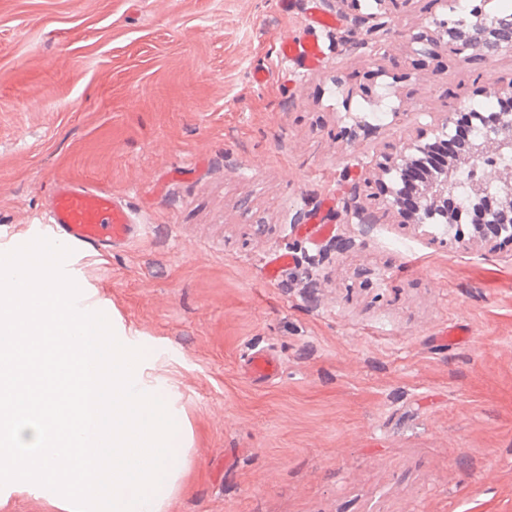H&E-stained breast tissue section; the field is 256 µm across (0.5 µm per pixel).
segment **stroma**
Listing matches in <instances>:
<instances>
[{
	"instance_id": "obj_1",
	"label": "stroma",
	"mask_w": 512,
	"mask_h": 512,
	"mask_svg": "<svg viewBox=\"0 0 512 512\" xmlns=\"http://www.w3.org/2000/svg\"><path fill=\"white\" fill-rule=\"evenodd\" d=\"M358 2L0 0V247L35 239L60 177L143 225L66 266L181 395L170 512H512V245L401 223L376 186L383 152L512 81V55L429 58L411 36L503 0ZM313 3L334 26L309 27ZM283 35L318 40L317 68L279 61ZM253 348L278 377H247Z\"/></svg>"
}]
</instances>
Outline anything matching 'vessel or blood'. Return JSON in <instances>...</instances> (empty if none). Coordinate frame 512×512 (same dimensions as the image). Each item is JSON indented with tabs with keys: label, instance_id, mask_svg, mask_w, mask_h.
<instances>
[{
	"label": "vessel or blood",
	"instance_id": "1",
	"mask_svg": "<svg viewBox=\"0 0 512 512\" xmlns=\"http://www.w3.org/2000/svg\"><path fill=\"white\" fill-rule=\"evenodd\" d=\"M277 53L307 70L318 65L322 49L312 41L280 37ZM42 229L46 236L67 238L83 251H106L130 243L137 224L133 213L111 190L71 178L58 179L53 187ZM279 371L278 362L263 352L253 353L247 366L250 377L268 380Z\"/></svg>",
	"mask_w": 512,
	"mask_h": 512
}]
</instances>
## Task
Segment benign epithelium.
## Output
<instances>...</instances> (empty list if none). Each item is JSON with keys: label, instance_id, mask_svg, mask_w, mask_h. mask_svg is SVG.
Masks as SVG:
<instances>
[{"label": "benign epithelium", "instance_id": "1", "mask_svg": "<svg viewBox=\"0 0 512 512\" xmlns=\"http://www.w3.org/2000/svg\"><path fill=\"white\" fill-rule=\"evenodd\" d=\"M412 43L418 45L417 53L436 56L444 48L458 62H465L473 56L485 59L502 54H512V25L507 27L502 19L487 14L478 22L456 19L434 21L412 36ZM500 101L497 112L466 113L467 126L479 124L485 135L479 139L466 138L462 150L448 158L446 167L429 176L419 191V206L412 216V223L426 224L440 217L448 224L460 223L457 214L448 211L443 203L455 195L456 178L466 167H478L489 154H495L503 162L486 172L484 176L468 185V194L474 206L473 235L470 241L476 244L487 242V228L495 229V236H505L512 242V234L503 226L512 223V83L488 91ZM430 143L423 135L409 138L384 154L378 163L382 175H389L415 161V155L425 153Z\"/></svg>", "mask_w": 512, "mask_h": 512}]
</instances>
